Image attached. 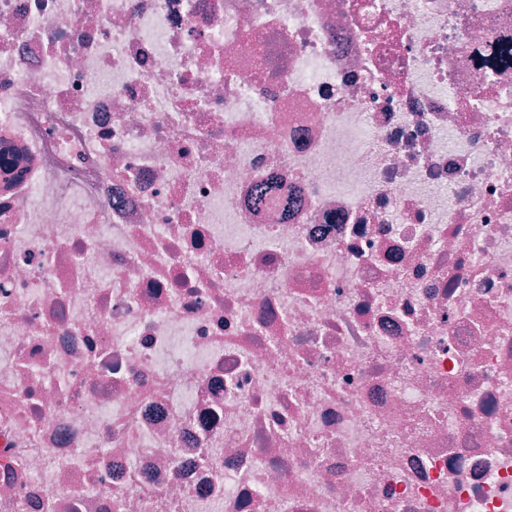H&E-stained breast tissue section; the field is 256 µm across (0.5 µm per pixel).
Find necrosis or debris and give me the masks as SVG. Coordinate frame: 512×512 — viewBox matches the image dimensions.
I'll return each mask as SVG.
<instances>
[{
    "mask_svg": "<svg viewBox=\"0 0 512 512\" xmlns=\"http://www.w3.org/2000/svg\"><path fill=\"white\" fill-rule=\"evenodd\" d=\"M501 42L512 0H0V512H512Z\"/></svg>",
    "mask_w": 512,
    "mask_h": 512,
    "instance_id": "4bbe7bcc",
    "label": "necrosis or debris"
}]
</instances>
